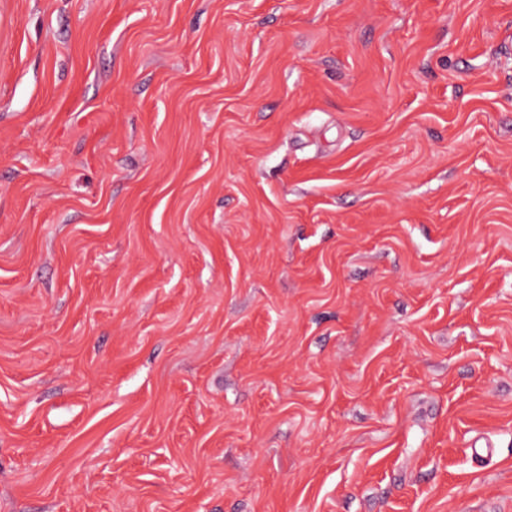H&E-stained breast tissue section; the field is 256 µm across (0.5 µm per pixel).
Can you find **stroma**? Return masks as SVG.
Returning <instances> with one entry per match:
<instances>
[{
    "mask_svg": "<svg viewBox=\"0 0 512 512\" xmlns=\"http://www.w3.org/2000/svg\"><path fill=\"white\" fill-rule=\"evenodd\" d=\"M0 512H512V0H0Z\"/></svg>",
    "mask_w": 512,
    "mask_h": 512,
    "instance_id": "stroma-1",
    "label": "stroma"
}]
</instances>
